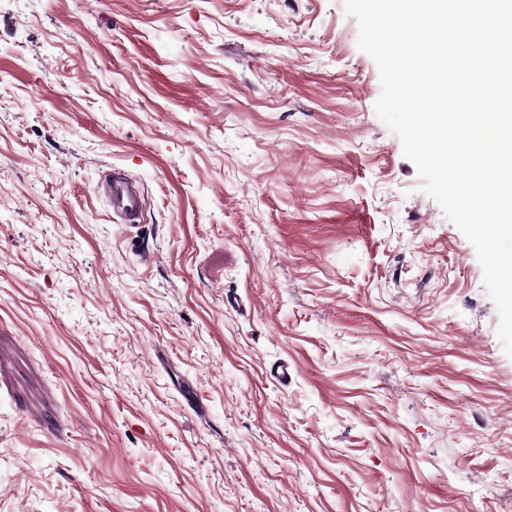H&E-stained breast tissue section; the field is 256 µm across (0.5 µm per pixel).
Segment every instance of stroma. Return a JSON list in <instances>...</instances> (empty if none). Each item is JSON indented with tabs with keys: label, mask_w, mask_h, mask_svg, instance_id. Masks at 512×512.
I'll return each mask as SVG.
<instances>
[{
	"label": "stroma",
	"mask_w": 512,
	"mask_h": 512,
	"mask_svg": "<svg viewBox=\"0 0 512 512\" xmlns=\"http://www.w3.org/2000/svg\"><path fill=\"white\" fill-rule=\"evenodd\" d=\"M357 39L344 0H0V512H512L500 315ZM100 193L112 205V212L123 224H136L142 214V197L139 188L119 170L105 176L99 187Z\"/></svg>",
	"instance_id": "1"
}]
</instances>
